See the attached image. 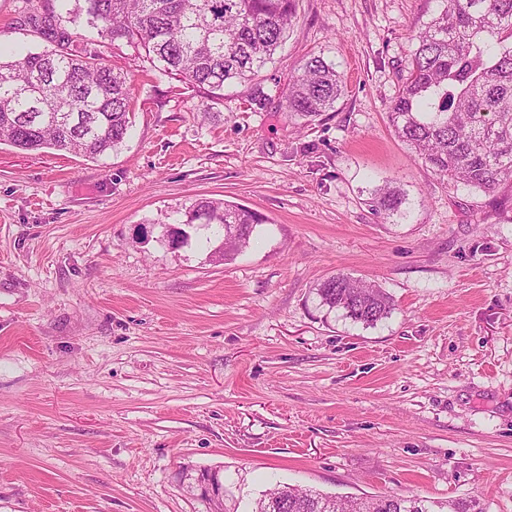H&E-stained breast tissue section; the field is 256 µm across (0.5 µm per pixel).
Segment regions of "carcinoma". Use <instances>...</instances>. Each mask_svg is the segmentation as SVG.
Segmentation results:
<instances>
[{"instance_id":"1","label":"carcinoma","mask_w":512,"mask_h":512,"mask_svg":"<svg viewBox=\"0 0 512 512\" xmlns=\"http://www.w3.org/2000/svg\"><path fill=\"white\" fill-rule=\"evenodd\" d=\"M68 22L145 53L160 74L224 97L233 83L265 93L260 72L288 36L296 0H61ZM437 14L414 35L411 67L389 112L395 134L448 185L485 194L512 184V0H437ZM29 23L54 48L0 52V142L21 151L52 149L97 160L118 148L134 122V86L121 69L62 26L52 9L25 0ZM343 76L320 56L305 59L288 85L291 118L311 122L334 107ZM404 195L378 189L372 204L401 212ZM185 223L203 224L224 242V259L249 243L262 214L205 198ZM244 224L237 239L224 225ZM318 305L375 326L394 310L375 284L338 273L314 287ZM252 512H483L477 500L332 496L278 484Z\"/></svg>"}]
</instances>
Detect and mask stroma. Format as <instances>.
<instances>
[{
    "mask_svg": "<svg viewBox=\"0 0 512 512\" xmlns=\"http://www.w3.org/2000/svg\"><path fill=\"white\" fill-rule=\"evenodd\" d=\"M437 10L296 0L262 104L122 44L121 147L0 144V512H207L187 466L220 471L237 512L278 483L512 512V186H449L388 119ZM22 16L0 0V49H48ZM310 55L346 87L306 124L285 94ZM386 185L405 217L372 210ZM204 198L267 222L227 261L203 228L170 246ZM340 272L381 286L391 316L318 309Z\"/></svg>",
    "mask_w": 512,
    "mask_h": 512,
    "instance_id": "1",
    "label": "stroma"
}]
</instances>
